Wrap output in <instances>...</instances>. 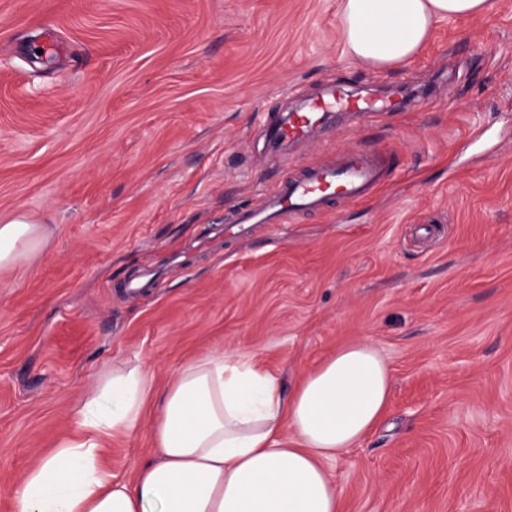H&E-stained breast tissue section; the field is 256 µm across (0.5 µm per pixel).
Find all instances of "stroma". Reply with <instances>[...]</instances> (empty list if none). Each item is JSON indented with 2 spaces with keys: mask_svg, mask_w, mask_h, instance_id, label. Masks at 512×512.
Masks as SVG:
<instances>
[{
  "mask_svg": "<svg viewBox=\"0 0 512 512\" xmlns=\"http://www.w3.org/2000/svg\"><path fill=\"white\" fill-rule=\"evenodd\" d=\"M340 4L0 0V218L46 227L0 268V512L112 366L160 390L221 348L288 393L356 340L393 382L326 464L343 512H512V0L386 68L349 57ZM331 85L397 108L335 114L292 163L387 151L393 179L225 237L283 177L267 120ZM475 124L487 140L459 151ZM153 415L113 437L118 477L155 458Z\"/></svg>",
  "mask_w": 512,
  "mask_h": 512,
  "instance_id": "35a3bbf8",
  "label": "stroma"
}]
</instances>
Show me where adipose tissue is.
<instances>
[{"label":"adipose tissue","mask_w":512,"mask_h":512,"mask_svg":"<svg viewBox=\"0 0 512 512\" xmlns=\"http://www.w3.org/2000/svg\"><path fill=\"white\" fill-rule=\"evenodd\" d=\"M488 0H343L348 55L371 66L411 58L441 19L483 11ZM42 225L0 224V268L44 241ZM392 377L367 340L337 349L290 395L247 358L216 351L181 367L159 396V453L133 480L103 465L113 435L137 431L153 381L138 363L113 368L78 413L75 433L26 473L17 512H341L327 461L357 446L381 420Z\"/></svg>","instance_id":"adipose-tissue-1"}]
</instances>
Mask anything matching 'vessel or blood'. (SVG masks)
Listing matches in <instances>:
<instances>
[{
    "label": "vessel or blood",
    "instance_id": "1",
    "mask_svg": "<svg viewBox=\"0 0 512 512\" xmlns=\"http://www.w3.org/2000/svg\"><path fill=\"white\" fill-rule=\"evenodd\" d=\"M388 109L385 103L330 93L310 100L301 110L290 113L285 122L269 126L268 136L277 143L303 140L336 111L377 116ZM393 174L382 156L358 150L347 152L334 165H291L277 185L262 193L255 205L235 210L229 222L243 234L255 224H282L295 214L322 210L334 196L359 202Z\"/></svg>",
    "mask_w": 512,
    "mask_h": 512
}]
</instances>
